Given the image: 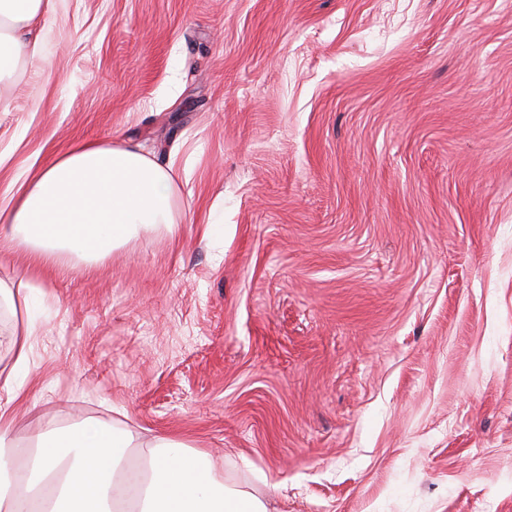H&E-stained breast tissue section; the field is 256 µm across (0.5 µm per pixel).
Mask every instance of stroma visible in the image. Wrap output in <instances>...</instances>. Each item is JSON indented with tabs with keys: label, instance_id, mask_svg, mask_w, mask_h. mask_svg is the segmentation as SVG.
<instances>
[{
	"label": "stroma",
	"instance_id": "35a3bbf8",
	"mask_svg": "<svg viewBox=\"0 0 512 512\" xmlns=\"http://www.w3.org/2000/svg\"><path fill=\"white\" fill-rule=\"evenodd\" d=\"M33 35L0 192L132 140L184 208L0 303L15 447L98 420L270 512H512V0H50Z\"/></svg>",
	"mask_w": 512,
	"mask_h": 512
}]
</instances>
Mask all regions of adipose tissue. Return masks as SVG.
I'll use <instances>...</instances> for the list:
<instances>
[{"mask_svg": "<svg viewBox=\"0 0 512 512\" xmlns=\"http://www.w3.org/2000/svg\"><path fill=\"white\" fill-rule=\"evenodd\" d=\"M46 0H0V78L17 69L31 46ZM180 197L168 169L140 145L85 142L15 182L0 206V249L24 253L44 270L102 261L150 231L174 232ZM32 331L11 344L0 369V512H30L51 485L40 512H269L252 492L216 479L206 456L163 436L136 438L98 421L46 424L36 449L17 462L10 451L16 401L27 395Z\"/></svg>", "mask_w": 512, "mask_h": 512, "instance_id": "ef3b65f1", "label": "adipose tissue"}]
</instances>
